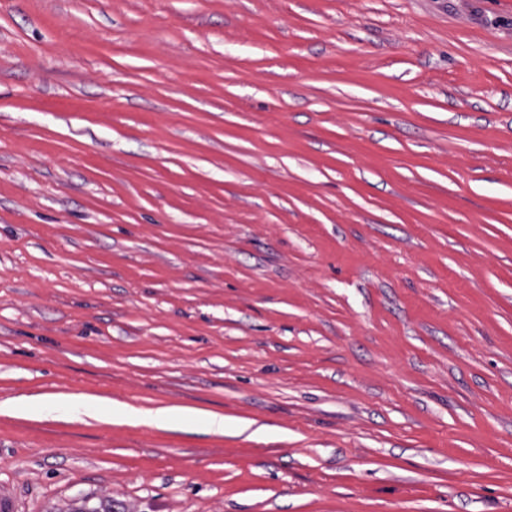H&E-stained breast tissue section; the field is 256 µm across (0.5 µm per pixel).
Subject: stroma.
Returning <instances> with one entry per match:
<instances>
[{"mask_svg": "<svg viewBox=\"0 0 512 512\" xmlns=\"http://www.w3.org/2000/svg\"><path fill=\"white\" fill-rule=\"evenodd\" d=\"M0 512H512V0H0ZM55 405L43 397H20L11 401L5 408L19 416H33L44 413ZM83 410L87 416L93 419L112 423V420L124 417L129 411V406L117 401L102 404L94 400H87Z\"/></svg>", "mask_w": 512, "mask_h": 512, "instance_id": "1", "label": "stroma"}]
</instances>
